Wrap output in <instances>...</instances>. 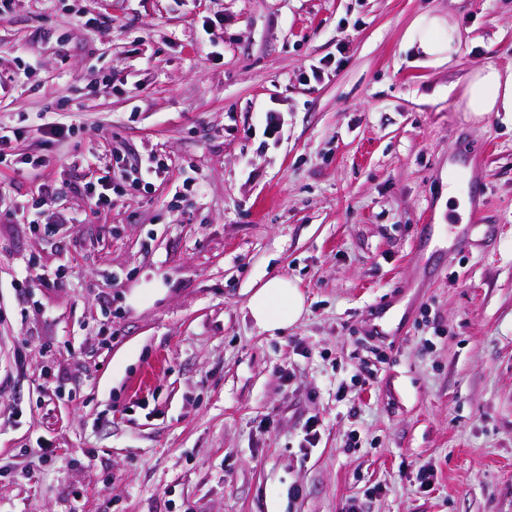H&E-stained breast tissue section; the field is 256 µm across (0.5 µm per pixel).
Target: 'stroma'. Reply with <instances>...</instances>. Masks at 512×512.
<instances>
[{"mask_svg":"<svg viewBox=\"0 0 512 512\" xmlns=\"http://www.w3.org/2000/svg\"><path fill=\"white\" fill-rule=\"evenodd\" d=\"M425 13L459 32L437 67L405 44ZM487 64L512 0H13L0 512H512V114L460 100ZM472 155L487 191L439 223ZM276 274L306 312L272 336L246 303ZM40 134L48 141L64 144L75 134V127L70 123L52 121L41 124ZM124 186L112 183V175L106 174L94 181H89L84 186V191L91 202L96 206H112V194L119 195Z\"/></svg>","mask_w":512,"mask_h":512,"instance_id":"1","label":"stroma"}]
</instances>
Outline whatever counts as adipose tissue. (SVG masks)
I'll list each match as a JSON object with an SVG mask.
<instances>
[{"instance_id":"obj_1","label":"adipose tissue","mask_w":512,"mask_h":512,"mask_svg":"<svg viewBox=\"0 0 512 512\" xmlns=\"http://www.w3.org/2000/svg\"><path fill=\"white\" fill-rule=\"evenodd\" d=\"M456 37L457 29L449 19L423 14L409 27L406 43L427 64L440 66L448 62ZM462 99L477 121L491 112H512V70L504 72L489 64L470 71L464 78ZM246 309L261 331L273 334L302 318L304 298L294 283L273 276L254 290Z\"/></svg>"}]
</instances>
